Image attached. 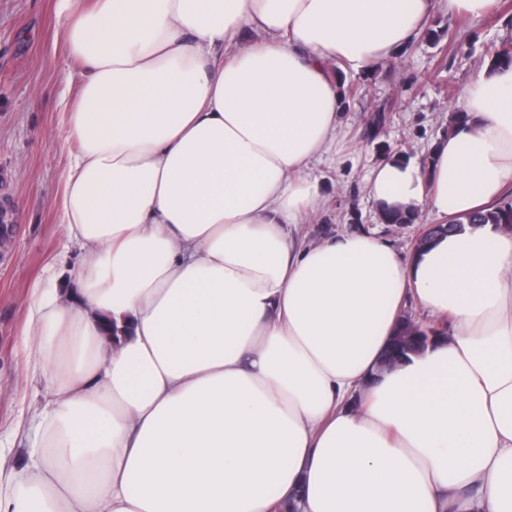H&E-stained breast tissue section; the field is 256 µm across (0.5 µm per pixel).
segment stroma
I'll use <instances>...</instances> for the list:
<instances>
[{
    "label": "stroma",
    "mask_w": 512,
    "mask_h": 512,
    "mask_svg": "<svg viewBox=\"0 0 512 512\" xmlns=\"http://www.w3.org/2000/svg\"><path fill=\"white\" fill-rule=\"evenodd\" d=\"M54 9L55 0H0V200L16 226L9 249L0 252L1 433L27 421L49 391V377L25 368V314L33 288L51 265L62 283L73 282L70 266L58 263L57 202L68 164L59 102L69 89ZM427 26L438 32V43L415 38L372 73L346 75V83L361 89L344 106L336 162L324 173L327 208L300 227L306 243L343 231L371 232L406 256L419 224L434 223L426 213L418 225L398 231L380 223L366 176L381 155L366 138V118L385 110L389 121L382 140L427 160L448 129L461 89L490 63L487 45L512 41V0H496L477 20L438 11Z\"/></svg>",
    "instance_id": "1"
}]
</instances>
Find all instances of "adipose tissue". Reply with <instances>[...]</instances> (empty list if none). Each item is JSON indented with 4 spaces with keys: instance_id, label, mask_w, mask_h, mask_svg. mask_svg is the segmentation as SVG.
<instances>
[{
    "instance_id": "1",
    "label": "adipose tissue",
    "mask_w": 512,
    "mask_h": 512,
    "mask_svg": "<svg viewBox=\"0 0 512 512\" xmlns=\"http://www.w3.org/2000/svg\"><path fill=\"white\" fill-rule=\"evenodd\" d=\"M491 0H57L79 65L58 222L81 255L26 311L34 410L0 512H512V67L465 86L428 160L375 165L377 208L460 231L399 256L297 240L326 204L337 73L438 10ZM447 339L383 366L409 301ZM469 220L470 223L509 224L504 227L512 231V199L505 197L491 211L478 214Z\"/></svg>"
}]
</instances>
